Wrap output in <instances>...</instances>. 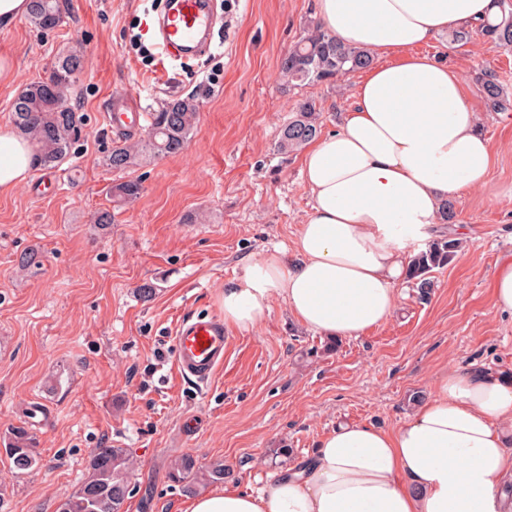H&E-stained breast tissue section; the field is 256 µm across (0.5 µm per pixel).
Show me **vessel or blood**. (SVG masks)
I'll list each match as a JSON object with an SVG mask.
<instances>
[{"instance_id":"obj_1","label":"vessel or blood","mask_w":512,"mask_h":512,"mask_svg":"<svg viewBox=\"0 0 512 512\" xmlns=\"http://www.w3.org/2000/svg\"><path fill=\"white\" fill-rule=\"evenodd\" d=\"M213 20L210 0H170L159 29L164 58L176 61L201 51ZM117 99L119 105L112 111L113 120L140 126L143 113L131 103L128 94H118ZM226 342L224 326L217 320L199 316L182 319L173 337L179 374L191 381L207 382L224 364Z\"/></svg>"}]
</instances>
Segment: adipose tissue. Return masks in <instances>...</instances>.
<instances>
[{"label": "adipose tissue", "mask_w": 512, "mask_h": 512, "mask_svg": "<svg viewBox=\"0 0 512 512\" xmlns=\"http://www.w3.org/2000/svg\"><path fill=\"white\" fill-rule=\"evenodd\" d=\"M495 12L493 0H316L323 29L374 62L339 129L304 151L311 204L296 261L275 251L244 263L219 296L226 325L255 329L277 299L330 339L392 317L442 204L480 188L493 161L463 78L419 48ZM31 171L26 142L0 127V193ZM186 512H512V378L444 369L395 430L338 425L259 491L216 488Z\"/></svg>", "instance_id": "ef3b65f1"}]
</instances>
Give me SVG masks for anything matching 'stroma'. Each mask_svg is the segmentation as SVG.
Here are the masks:
<instances>
[{"mask_svg":"<svg viewBox=\"0 0 512 512\" xmlns=\"http://www.w3.org/2000/svg\"><path fill=\"white\" fill-rule=\"evenodd\" d=\"M314 2L217 0L224 24L210 54L177 64L151 32L161 0H62L52 31L23 16L0 28L11 65L0 74V126L59 54L83 58L68 91L82 119L70 157L0 194V512H56L98 448L133 462L125 512H184L191 493L170 477L180 456L224 462L229 485L254 490L311 457L338 424L401 425L443 367L512 373V317L492 307L495 265L512 255V112H491L481 87L487 70L512 84V49L442 34L423 51L461 72L494 150L485 185L451 200L465 249L432 273L431 288L405 282L393 317L360 337L330 342L278 301L256 329L230 328L207 384L178 374L177 322L221 317L218 297L243 263L291 249L309 210L301 152L277 148L294 107L315 102L326 135L351 105L357 74L302 87L281 76L282 56L316 19ZM122 91L149 113L196 95L186 149L112 170L106 155L123 130L104 115ZM136 179L138 198L114 202L113 185ZM102 211L112 215L105 228L92 222ZM29 251L38 265H22ZM145 284L155 290L148 301ZM18 427L38 455L23 474L3 453Z\"/></svg>","mask_w":512,"mask_h":512,"instance_id":"1","label":"stroma"}]
</instances>
